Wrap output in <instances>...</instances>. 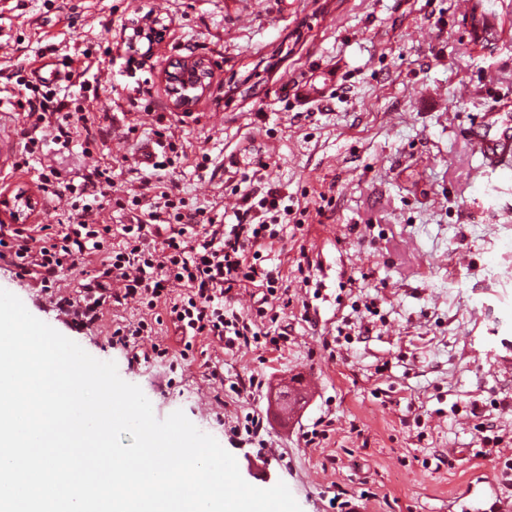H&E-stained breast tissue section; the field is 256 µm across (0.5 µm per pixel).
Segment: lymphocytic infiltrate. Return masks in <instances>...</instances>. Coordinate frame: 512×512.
Segmentation results:
<instances>
[{
  "label": "lymphocytic infiltrate",
  "instance_id": "f902f5d3",
  "mask_svg": "<svg viewBox=\"0 0 512 512\" xmlns=\"http://www.w3.org/2000/svg\"><path fill=\"white\" fill-rule=\"evenodd\" d=\"M26 118L45 127L55 144L69 147L75 136L84 145L106 136L111 114H103L96 131H88L81 106L54 100L53 90L32 92L18 99ZM45 135V136H46ZM112 184V170L93 167L73 181L61 170L50 169L41 178L45 197L69 194L74 221L70 224H0V260L15 267L18 276L37 281L59 307H71L81 322L98 324L105 310L119 309L134 299L149 311L161 310L180 335L181 359H189L197 339L223 344L234 352L265 341L271 348L287 342V332L266 334V322H277L292 303L279 267L259 262L266 240L275 238L281 221L277 188L253 189L230 224L207 222L199 209L168 193L136 210L128 223H99L101 197ZM99 262L85 271L78 295L60 284L62 273L80 268L85 256ZM181 293L172 294V285ZM264 288L262 306L243 312L236 306L241 288ZM155 330L146 320L113 326L112 343L126 349L129 359L141 363L169 356L170 349L153 342Z\"/></svg>",
  "mask_w": 512,
  "mask_h": 512
}]
</instances>
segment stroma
I'll return each mask as SVG.
<instances>
[{"label":"stroma","mask_w":512,"mask_h":512,"mask_svg":"<svg viewBox=\"0 0 512 512\" xmlns=\"http://www.w3.org/2000/svg\"><path fill=\"white\" fill-rule=\"evenodd\" d=\"M497 20L492 50L467 45L459 0H0V196H33L24 224L67 223V198L43 200L47 167H111L112 194L166 191L207 216L233 214L243 194L278 187L289 212L262 256L293 299L288 342L235 353L199 341L192 364L133 366L99 326L60 321L30 279L0 261V288L93 357L115 361L157 418L180 410L238 462L285 482L302 512H462L512 498V171L485 165L469 130L512 113V0H482ZM160 21L154 47L126 49V30ZM189 55L213 75L174 108L165 73ZM56 61L70 76L57 99L91 121L112 111V135L91 154L51 142L16 168L31 129L15 105L16 64ZM141 84L150 95L133 99ZM167 125L156 170L139 160ZM309 269L301 280L298 266ZM373 311H366V304ZM333 341L326 350L324 341ZM224 362L223 392L205 360ZM260 374L262 389L232 382ZM313 379L293 412L285 380ZM478 402L482 418L468 408ZM257 414L264 444L231 428ZM323 429L314 445L304 435Z\"/></svg>","instance_id":"35a3bbf8"}]
</instances>
